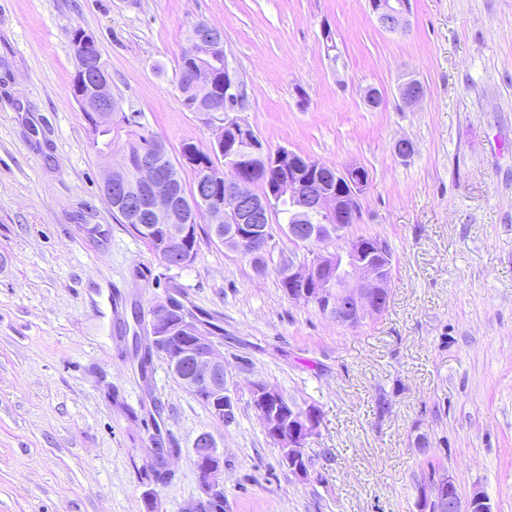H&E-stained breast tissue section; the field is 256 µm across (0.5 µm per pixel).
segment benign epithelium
<instances>
[{
    "mask_svg": "<svg viewBox=\"0 0 512 512\" xmlns=\"http://www.w3.org/2000/svg\"><path fill=\"white\" fill-rule=\"evenodd\" d=\"M377 23L389 32L403 31L409 24L411 0H375L371 7ZM82 44L88 47L87 66L83 68L81 83L91 88L92 94L77 97L81 110L92 116L90 138L96 139L100 131L112 128L121 117L122 108L112 94V76L100 55L95 52L97 40L86 30L78 32ZM216 39H198L191 49V60L199 65L201 75L195 80L197 101L208 102L200 106L204 122L213 130L210 159L203 161L202 173L194 188V199L206 207L210 223H224V213L234 214L237 224L225 236V247L236 251L244 249L260 230L274 200V193L288 203V237L302 244L316 241L318 229H312L309 238L303 237L300 224L309 219L325 227L332 237H339L345 229L341 217L345 216V196L357 198L366 187L351 183L345 193L333 195L320 188L322 174L335 171L319 162L303 164L293 152L280 151L274 155L278 165H288L295 176L281 184L280 189L268 188L262 195L251 190L255 166L251 160L262 157L264 151L256 147L248 155L231 153L240 161L238 173L224 178L217 170L222 149L218 146L221 134L227 129L245 127L237 113L246 102L243 82L229 60H224L225 100L211 102L213 84L207 77L209 66L215 64L213 52ZM402 100L410 105L424 98L421 83L403 82L400 86ZM166 146L159 144L149 151L119 153L107 151L101 157L103 164L102 190L116 200L115 211L126 223H145L165 226L172 230L166 239V253L177 260L178 268L189 263L186 231L180 222L185 219L188 203L184 198L176 174L162 170L160 157ZM380 260L374 261L361 250L348 245L342 250L321 248L302 264L288 262V278L303 283L294 299L310 300L325 295L329 297L328 315L345 327L359 325L369 315L380 313L390 297L392 258L383 250L376 251ZM175 309V298L168 297L157 303L148 326L151 341L161 342L165 348L178 342L184 351L169 359L170 370L180 375L183 384L193 390L203 389L214 404L212 416L224 423L234 414L235 403L224 388V355L220 353L209 327L198 318L182 313L183 320L171 323L170 311ZM278 391L270 386L253 387L255 403L264 407L265 430L271 442L282 450V464L297 478L307 477L308 470L299 465L301 454L308 440L320 425V414L306 408L297 412L293 406L283 408L277 401ZM193 458L198 482L203 496L190 509L201 512L202 506L216 495L224 493V454L209 432H202L193 442ZM417 512H492L485 495L475 491L462 500L454 477L446 470L439 472L427 505Z\"/></svg>",
    "mask_w": 512,
    "mask_h": 512,
    "instance_id": "benign-epithelium-1",
    "label": "benign epithelium"
}]
</instances>
